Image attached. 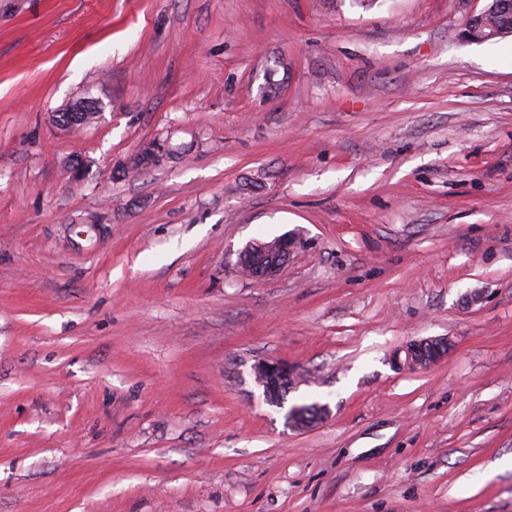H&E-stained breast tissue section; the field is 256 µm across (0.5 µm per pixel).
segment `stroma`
<instances>
[{
	"mask_svg": "<svg viewBox=\"0 0 512 512\" xmlns=\"http://www.w3.org/2000/svg\"><path fill=\"white\" fill-rule=\"evenodd\" d=\"M484 5L0 0V512H512V36L465 38ZM155 141L175 158L135 167ZM280 236L276 278L239 273ZM261 358L327 418L287 427ZM94 106H96L95 103L93 102V104H91V100H89L88 98H81L76 102L71 103L66 108L62 109L61 112H54L52 115V120L57 126L73 131L79 126L88 123V121L96 119L98 115H100V110L97 106L96 108H94ZM63 112H81L85 113V116L83 117V120L81 122H75L68 115H64ZM86 112L95 113H93L91 117H89L88 113ZM300 242L292 237H277L271 241L250 242L238 254L237 266L257 280H269L278 276L288 264L290 255ZM427 343L430 344L429 348H426ZM450 346L448 337H432L413 341L405 350L406 365L412 369H420V366L426 368L443 358L447 354L445 350H449ZM254 368L257 373L256 382L262 387L265 398L275 384L292 380L294 377V368L280 360L260 359Z\"/></svg>",
	"mask_w": 512,
	"mask_h": 512,
	"instance_id": "35a3bbf8",
	"label": "stroma"
}]
</instances>
